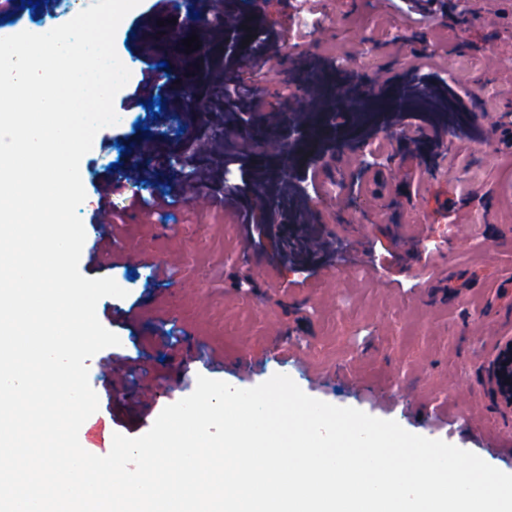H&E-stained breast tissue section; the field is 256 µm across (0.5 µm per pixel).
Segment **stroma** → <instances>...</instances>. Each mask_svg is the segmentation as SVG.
Here are the masks:
<instances>
[{
    "mask_svg": "<svg viewBox=\"0 0 512 512\" xmlns=\"http://www.w3.org/2000/svg\"><path fill=\"white\" fill-rule=\"evenodd\" d=\"M456 2L411 28L387 0H322V25L307 33L296 0H232L263 30L304 32L295 43L269 42L260 81L267 99L305 58H332L352 79L390 86L428 76L469 98L465 129L403 118L344 152L337 165L346 177L336 185L313 189L302 178L310 221L336 241V254L317 258L270 234L252 248L233 211L215 202L220 183L164 217L129 211L131 197L178 192L194 165L223 175L224 138L203 156L185 142L194 113L158 120L127 107L150 68L136 45L153 0L124 17L115 49L131 77L114 98L124 120L101 129L83 156L78 208L81 273L127 292L97 305L120 346L86 361L95 416L111 432L145 434L198 376L251 388L283 373L310 397L397 421L512 473V412L499 407L483 369L499 339L512 336V152L498 146L499 130L512 127V0ZM131 163L149 177L113 196L123 220L111 248L97 249L95 184ZM245 277L252 288L242 292L236 283ZM274 335L286 340L276 355Z\"/></svg>",
    "mask_w": 512,
    "mask_h": 512,
    "instance_id": "obj_1",
    "label": "stroma"
}]
</instances>
